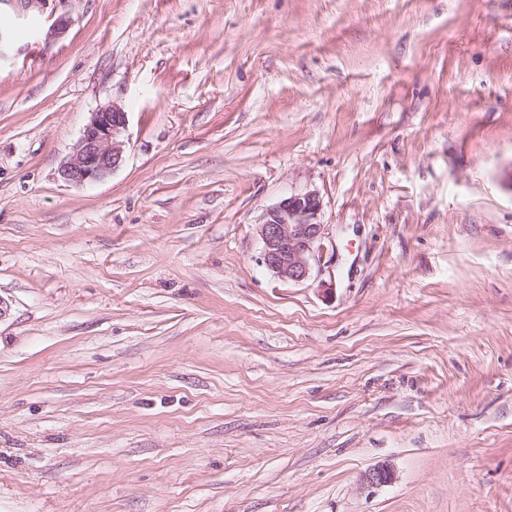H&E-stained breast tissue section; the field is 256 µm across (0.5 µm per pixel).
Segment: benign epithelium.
Masks as SVG:
<instances>
[{
	"mask_svg": "<svg viewBox=\"0 0 512 512\" xmlns=\"http://www.w3.org/2000/svg\"><path fill=\"white\" fill-rule=\"evenodd\" d=\"M69 0H0L17 17L42 13L52 7L51 24L45 44L63 39L73 19L66 10ZM127 112L112 104L91 114L89 122L70 157L60 167L62 180L75 186L100 182L119 169L124 161L123 134ZM322 202L314 191L295 193L267 211L259 224L262 242L261 262L277 278L287 282H303L311 277L310 260L319 246L324 225L319 222ZM394 480V470L381 463L360 477L364 489L378 488Z\"/></svg>",
	"mask_w": 512,
	"mask_h": 512,
	"instance_id": "benign-epithelium-1",
	"label": "benign epithelium"
}]
</instances>
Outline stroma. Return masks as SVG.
<instances>
[{"label":"stroma","mask_w":512,"mask_h":512,"mask_svg":"<svg viewBox=\"0 0 512 512\" xmlns=\"http://www.w3.org/2000/svg\"><path fill=\"white\" fill-rule=\"evenodd\" d=\"M68 9L0 61V512H512V0ZM126 127L127 114L116 105L92 112L72 154L60 167L62 180L84 186L103 181L119 169L125 161ZM321 210L316 192L295 193L268 210L259 224L261 262L280 280L299 283L311 277L310 260L323 235ZM394 480V470L389 463H381L365 471L360 477L363 489L378 488Z\"/></svg>","instance_id":"35a3bbf8"}]
</instances>
